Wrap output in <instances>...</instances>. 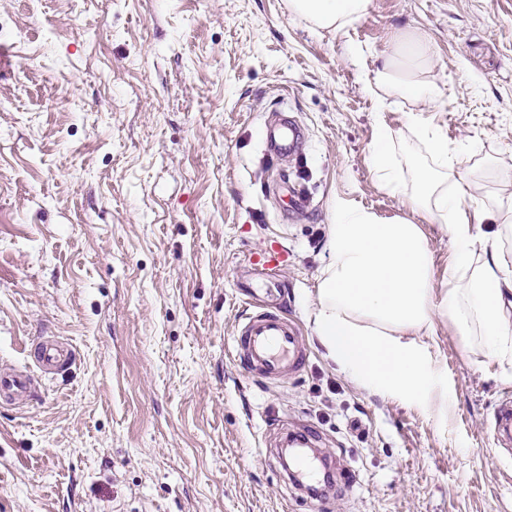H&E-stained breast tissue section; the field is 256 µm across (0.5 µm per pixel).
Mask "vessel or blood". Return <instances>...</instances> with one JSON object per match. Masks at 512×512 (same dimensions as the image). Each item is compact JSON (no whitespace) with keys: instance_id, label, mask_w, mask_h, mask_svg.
I'll return each instance as SVG.
<instances>
[{"instance_id":"b4317fda","label":"vessel or blood","mask_w":512,"mask_h":512,"mask_svg":"<svg viewBox=\"0 0 512 512\" xmlns=\"http://www.w3.org/2000/svg\"><path fill=\"white\" fill-rule=\"evenodd\" d=\"M298 135L297 128L291 125L267 126L261 130L260 140L267 156L278 159L287 155L290 143ZM249 262L259 276L251 295L261 306L238 325L233 356L247 372L276 381L299 372L307 361L297 324L289 318L286 307L271 298L274 275L287 265L288 250L283 246L266 248L253 253ZM29 352L34 356L36 368L47 378L66 370L74 358L72 348L56 339L39 340L31 344ZM34 397L35 388L29 375L0 371L1 399L30 401Z\"/></svg>"}]
</instances>
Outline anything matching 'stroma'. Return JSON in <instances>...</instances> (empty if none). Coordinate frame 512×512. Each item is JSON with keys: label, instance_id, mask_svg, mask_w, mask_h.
<instances>
[{"label": "stroma", "instance_id": "35a3bbf8", "mask_svg": "<svg viewBox=\"0 0 512 512\" xmlns=\"http://www.w3.org/2000/svg\"><path fill=\"white\" fill-rule=\"evenodd\" d=\"M399 29L427 35L443 107L366 89ZM0 45V369L40 336L76 352L24 410L0 401V512H512V365L460 336L445 225L370 161L384 127L404 174L430 163L427 124L470 152L487 207L512 198V0H371L335 33L286 0H0ZM279 111L304 137L277 163L259 132ZM339 205L428 243L420 395L364 387L314 334ZM273 238L308 353L276 383L232 355ZM305 429L353 485H292L275 440Z\"/></svg>", "mask_w": 512, "mask_h": 512}]
</instances>
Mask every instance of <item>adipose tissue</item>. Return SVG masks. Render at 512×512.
I'll return each instance as SVG.
<instances>
[{
	"mask_svg": "<svg viewBox=\"0 0 512 512\" xmlns=\"http://www.w3.org/2000/svg\"><path fill=\"white\" fill-rule=\"evenodd\" d=\"M370 0H288L289 12L311 28L341 31L364 16ZM425 38L395 32L377 55L366 83L374 94L397 95L438 107L441 91L420 80L432 66ZM432 163L405 178L396 165L389 134L371 147L380 186L404 208L428 213L446 225L454 252L444 302L460 335L480 329L487 353L512 361V260L498 239L482 229L486 221L512 223V198L496 212L482 205L469 177L465 155L449 151L447 141L420 129ZM330 264L322 272L314 333L329 359L355 381L401 396L425 389L424 358L406 336L430 319V252L415 224L386 222L360 207H337L331 224Z\"/></svg>",
	"mask_w": 512,
	"mask_h": 512,
	"instance_id": "obj_1",
	"label": "adipose tissue"
}]
</instances>
